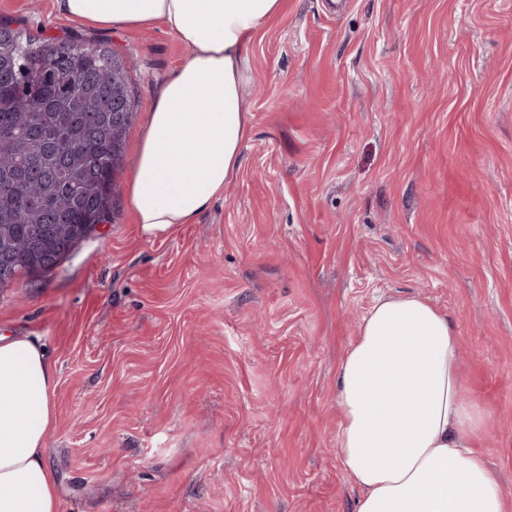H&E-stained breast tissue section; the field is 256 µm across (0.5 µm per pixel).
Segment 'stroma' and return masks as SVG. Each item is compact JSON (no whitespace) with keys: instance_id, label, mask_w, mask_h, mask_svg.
<instances>
[{"instance_id":"1","label":"stroma","mask_w":512,"mask_h":512,"mask_svg":"<svg viewBox=\"0 0 512 512\" xmlns=\"http://www.w3.org/2000/svg\"><path fill=\"white\" fill-rule=\"evenodd\" d=\"M3 19L121 55L135 98L111 219L0 288V335L55 370L59 512H356L336 375L382 295L454 322L512 499V0H284L244 61L236 176L150 240L136 146L187 48L57 0H0Z\"/></svg>"}]
</instances>
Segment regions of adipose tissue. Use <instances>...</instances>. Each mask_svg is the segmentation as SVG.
I'll list each match as a JSON object with an SVG mask.
<instances>
[{
    "mask_svg": "<svg viewBox=\"0 0 512 512\" xmlns=\"http://www.w3.org/2000/svg\"><path fill=\"white\" fill-rule=\"evenodd\" d=\"M91 25L163 23L188 50L150 110L130 182L146 237L188 224L236 175L251 114L241 86L253 33L282 0H60ZM55 370L25 339L0 336V512H58L43 449L55 425ZM458 331L417 295L379 298L342 358L340 463L362 490L356 512H512L478 447Z\"/></svg>",
    "mask_w": 512,
    "mask_h": 512,
    "instance_id": "adipose-tissue-1",
    "label": "adipose tissue"
}]
</instances>
